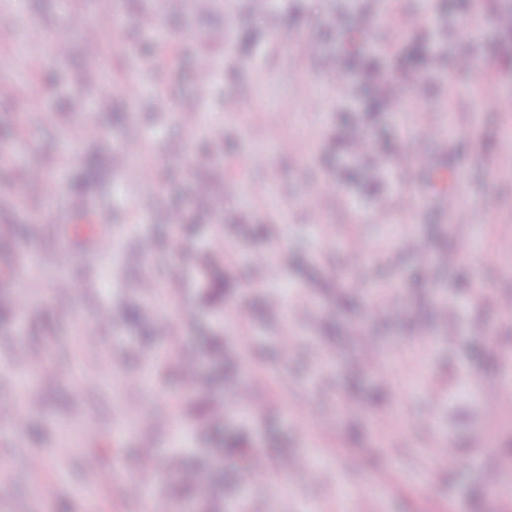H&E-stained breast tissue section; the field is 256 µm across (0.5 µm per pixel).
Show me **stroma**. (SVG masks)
I'll list each match as a JSON object with an SVG mask.
<instances>
[{
  "label": "stroma",
  "mask_w": 512,
  "mask_h": 512,
  "mask_svg": "<svg viewBox=\"0 0 512 512\" xmlns=\"http://www.w3.org/2000/svg\"><path fill=\"white\" fill-rule=\"evenodd\" d=\"M228 3L0 0V396L42 389L39 403L0 410V512H146L200 465L218 481L194 512H512L486 481L512 479V411L487 395L512 390V316L497 308L512 298V250H495L512 236V178L497 175L512 166V110L480 98L491 81L512 101V31L498 23L512 0ZM393 7L403 32L388 59L375 16ZM148 11L183 68L219 60L210 96L150 69ZM435 50L444 69L405 92ZM339 55L373 57L410 107L366 111L363 70L330 74ZM103 65L109 97L75 79ZM354 135L362 154L343 147ZM145 138L159 164L148 176L123 160ZM258 150L267 164L246 166ZM35 164L58 185L52 202ZM326 180L334 196H320ZM174 207L189 226L181 259L165 247ZM88 211L117 252L75 223ZM178 276L184 353L204 378L180 393L161 357L164 317H127L148 281ZM19 285L34 299L22 336L9 315ZM243 311L248 350L234 331ZM253 367L278 386L246 416ZM233 441L267 469L244 475ZM441 448L454 468L431 467ZM300 456L315 473L270 475Z\"/></svg>",
  "instance_id": "stroma-1"
}]
</instances>
